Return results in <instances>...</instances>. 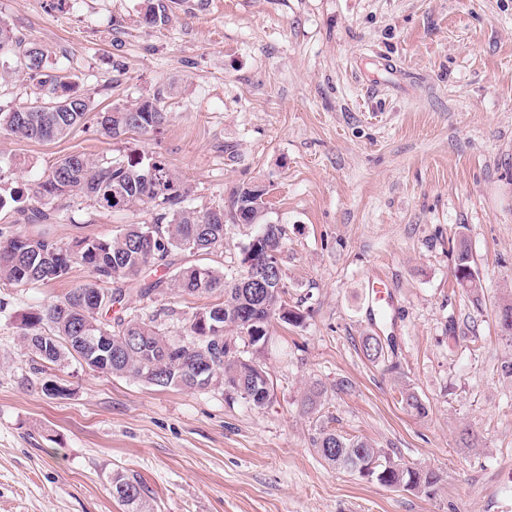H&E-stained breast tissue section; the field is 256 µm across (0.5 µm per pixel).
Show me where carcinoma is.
I'll return each mask as SVG.
<instances>
[{"mask_svg":"<svg viewBox=\"0 0 512 512\" xmlns=\"http://www.w3.org/2000/svg\"><path fill=\"white\" fill-rule=\"evenodd\" d=\"M48 54L24 43L0 21V77L22 71L36 83L37 93L27 103L0 109V128L19 139L51 143L66 138L78 128L93 123L112 139L130 133L152 135L168 122L165 99L175 87L156 89L149 111L144 100L129 105L97 108L91 99L61 77L44 76ZM268 189L247 184L234 192L232 218L237 224L270 226L262 248L274 264L282 244L283 229L267 221ZM86 198L98 212L130 210L150 205L158 210L151 224H128L108 237L82 238L69 243L54 240L46 232L21 235L0 229V281L15 286L49 284L65 278L73 266L90 273V282L72 289L63 299L20 315L18 328L27 351L44 363L59 364L80 358L92 370L131 377L158 387L187 390L205 388L193 374L195 364L207 361L212 380L230 400L241 399L255 409L268 403L250 400L259 387V377L239 350L243 344L254 350L258 342L244 323L262 305L276 311L288 303L284 280L254 288L224 281V270L205 265H180L172 255L178 251L213 252L224 243V208L196 210L186 202L189 189L156 155L129 154L123 158L94 159L84 154L60 158L50 173L36 183L34 203L24 204L19 192L0 193V210L11 207L26 224H52L56 202ZM152 247L139 248L145 235ZM159 273L152 278L147 270ZM453 276L472 293L481 287L465 239L455 247ZM111 288L102 289L100 285ZM194 296L217 293L224 301L195 313L184 334L170 336L153 318L135 314L132 296L150 299L165 288ZM361 351L371 361L385 355L375 336H365ZM325 390L315 384L300 398L303 411L318 412ZM316 453L328 465L385 487L402 484L408 490L431 497L441 477L432 469L404 465L364 438H346L321 426L313 439ZM112 496L134 512L146 507L147 488L136 477L117 473L112 477Z\"/></svg>","mask_w":512,"mask_h":512,"instance_id":"1","label":"carcinoma"}]
</instances>
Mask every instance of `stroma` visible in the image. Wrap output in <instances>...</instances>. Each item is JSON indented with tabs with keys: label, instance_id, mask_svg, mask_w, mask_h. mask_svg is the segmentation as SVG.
<instances>
[{
	"label": "stroma",
	"instance_id": "35a3bbf8",
	"mask_svg": "<svg viewBox=\"0 0 512 512\" xmlns=\"http://www.w3.org/2000/svg\"><path fill=\"white\" fill-rule=\"evenodd\" d=\"M0 0V19L45 49L100 105L172 85L154 136L114 140L77 129L55 143L0 129V188L28 191L63 155H160L197 209L228 207L246 183L269 194L285 230L288 304L259 357L274 382L267 408L227 404L221 389L159 388L91 371L81 360L34 371L20 314L86 283V268L48 285L0 282V512H127L112 476L140 478L151 512H512V0ZM23 159L20 167L7 165ZM140 206L60 209L52 238L109 236L152 222ZM256 228L225 224L203 263L240 277ZM465 239L478 294L458 287L452 247ZM383 281L386 320L366 313ZM219 295L167 288L132 297L169 335ZM388 339L384 358L360 349ZM63 395L44 393L39 378ZM321 384L320 416L399 463L442 476L435 496L357 480L328 467L303 391ZM426 404L418 416L402 390ZM469 429L476 447L459 445Z\"/></svg>",
	"mask_w": 512,
	"mask_h": 512
}]
</instances>
